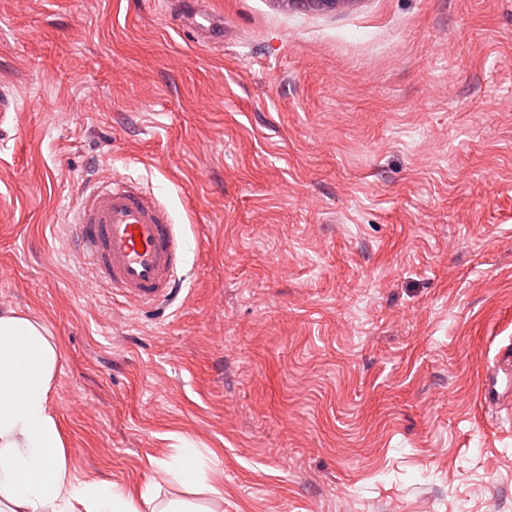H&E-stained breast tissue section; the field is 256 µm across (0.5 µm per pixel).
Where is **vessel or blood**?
<instances>
[{"mask_svg": "<svg viewBox=\"0 0 512 512\" xmlns=\"http://www.w3.org/2000/svg\"><path fill=\"white\" fill-rule=\"evenodd\" d=\"M16 110L8 85H0V136ZM75 248L93 275L129 302L150 306L169 300L182 247L167 209L133 180L104 177L82 193L70 211Z\"/></svg>", "mask_w": 512, "mask_h": 512, "instance_id": "obj_1", "label": "vessel or blood"}]
</instances>
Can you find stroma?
Instances as JSON below:
<instances>
[{
  "mask_svg": "<svg viewBox=\"0 0 512 512\" xmlns=\"http://www.w3.org/2000/svg\"><path fill=\"white\" fill-rule=\"evenodd\" d=\"M0 0V311L61 346L78 479L141 487L182 441L224 512H512V0ZM141 178L184 251L171 304L94 279L68 212ZM193 2V1H191ZM191 2H186L183 6L182 13L193 14L192 16V24L199 30L205 31L211 40H217L218 34L220 33L219 23L217 18L212 15L206 7L199 6L196 4L193 6ZM199 16L202 20L208 23V25H204L203 23L193 21L195 17ZM12 112H17L16 103L13 96V93L10 87L1 83L0 85V135L1 142L6 139L9 134L16 130V127H10V122H8V116L11 115Z\"/></svg>",
  "mask_w": 512,
  "mask_h": 512,
  "instance_id": "stroma-1",
  "label": "stroma"
}]
</instances>
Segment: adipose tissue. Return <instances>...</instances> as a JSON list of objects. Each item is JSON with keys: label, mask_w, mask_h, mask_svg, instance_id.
Segmentation results:
<instances>
[{"label": "adipose tissue", "mask_w": 512, "mask_h": 512, "mask_svg": "<svg viewBox=\"0 0 512 512\" xmlns=\"http://www.w3.org/2000/svg\"><path fill=\"white\" fill-rule=\"evenodd\" d=\"M60 361V344L41 322L0 311V512H223L210 460L189 442L156 463V481L140 490L79 480L50 405ZM167 482L189 497L160 498Z\"/></svg>", "instance_id": "ef3b65f1"}]
</instances>
